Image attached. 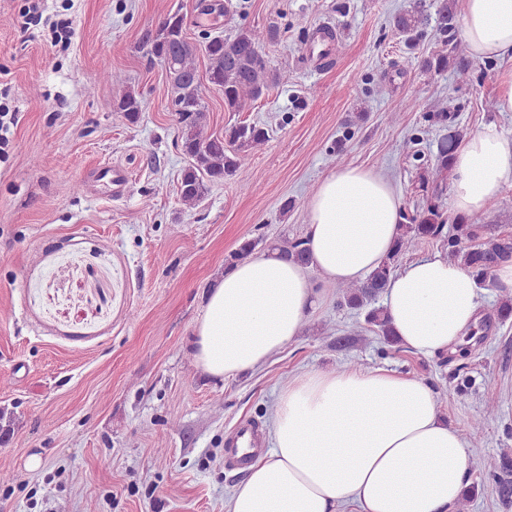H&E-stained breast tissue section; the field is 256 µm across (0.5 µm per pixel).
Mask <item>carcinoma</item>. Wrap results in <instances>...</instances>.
<instances>
[{
  "label": "carcinoma",
  "instance_id": "carcinoma-1",
  "mask_svg": "<svg viewBox=\"0 0 512 512\" xmlns=\"http://www.w3.org/2000/svg\"><path fill=\"white\" fill-rule=\"evenodd\" d=\"M423 0L392 18V26L405 42L413 47L420 40L422 27L428 18L422 10ZM456 11L452 0H442L436 12V26L448 51H441L421 58L419 66L429 72L441 73L453 66L459 76L470 68L465 48L457 40ZM268 34L250 27H242L230 37L214 36L204 45L207 60L205 77L209 84L224 95V109L241 112L248 103L254 102L275 84L277 75L270 68L264 52ZM144 45L148 54L159 59L166 67L168 79L174 89L172 106L181 124V146L189 159L182 171L179 196L184 204L194 206L202 201L209 185L233 178L239 172V153L257 148L268 141L267 128L257 122H239L224 128V135L206 133L207 111L202 96V83L198 75L195 48L187 40L185 17L180 10L169 13L158 27L151 31ZM116 110L135 122L142 112V101L133 92H127L116 103ZM461 132L453 130L437 145L432 167L423 171L424 180L435 179L441 173L451 171L450 162L459 143ZM451 224L448 235H443L446 224ZM443 237L448 259L459 262L484 288L491 282L493 272L503 263L512 261V235H488L479 224H471L462 217L449 219L440 206L429 203L412 216L403 215L400 234L391 254L373 270L365 281L342 285L336 297L337 305L365 311L367 323L377 328L384 340L397 344L384 309L373 306L376 298L387 287L394 274L399 257L421 241ZM260 241L245 239L224 259L231 266L253 254ZM269 254L291 258L307 266L310 256L304 239H283L267 246ZM512 471V457L504 454L488 464L486 478L496 484L503 498L512 497V482L499 473Z\"/></svg>",
  "mask_w": 512,
  "mask_h": 512
}]
</instances>
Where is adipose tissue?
Segmentation results:
<instances>
[{
  "label": "adipose tissue",
  "instance_id": "1",
  "mask_svg": "<svg viewBox=\"0 0 512 512\" xmlns=\"http://www.w3.org/2000/svg\"><path fill=\"white\" fill-rule=\"evenodd\" d=\"M461 31L475 59L512 55V0H463ZM508 184L512 138L484 126L453 155L451 207L480 216ZM400 213L384 175L330 173L308 203L309 266L251 256L215 280L194 328L202 373L237 376L291 343L317 300L309 271L330 282L364 281L390 254ZM383 307L403 347L439 357L457 352L478 322L481 290L436 254L393 275ZM270 437L229 512H456L470 480L468 445L442 419L432 386L386 369L295 379L277 397Z\"/></svg>",
  "mask_w": 512,
  "mask_h": 512
}]
</instances>
